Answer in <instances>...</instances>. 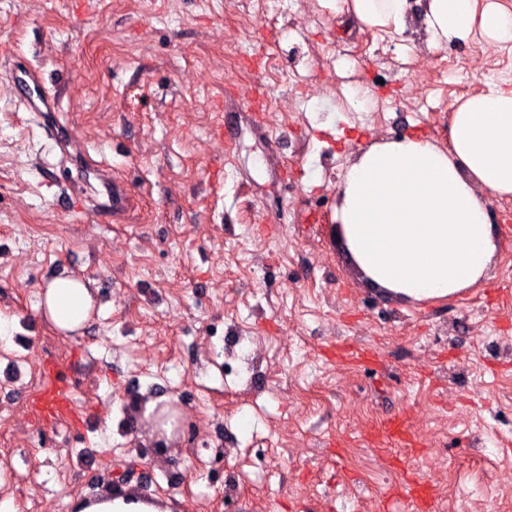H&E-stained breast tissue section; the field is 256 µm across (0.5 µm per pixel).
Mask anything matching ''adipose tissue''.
<instances>
[{
	"label": "adipose tissue",
	"mask_w": 512,
	"mask_h": 512,
	"mask_svg": "<svg viewBox=\"0 0 512 512\" xmlns=\"http://www.w3.org/2000/svg\"><path fill=\"white\" fill-rule=\"evenodd\" d=\"M318 8L360 29L400 34L409 0H317ZM428 48L481 38L512 42V9L501 0H425ZM512 196V86L459 97L448 145L404 136L377 141L351 159L338 186L336 221L359 273L385 294L421 302L459 295L485 278L496 251L488 222L493 198ZM96 298L89 280H50L37 310L58 334L88 322ZM72 512H169L163 501L109 487L73 500Z\"/></svg>",
	"instance_id": "ef3b65f1"
}]
</instances>
